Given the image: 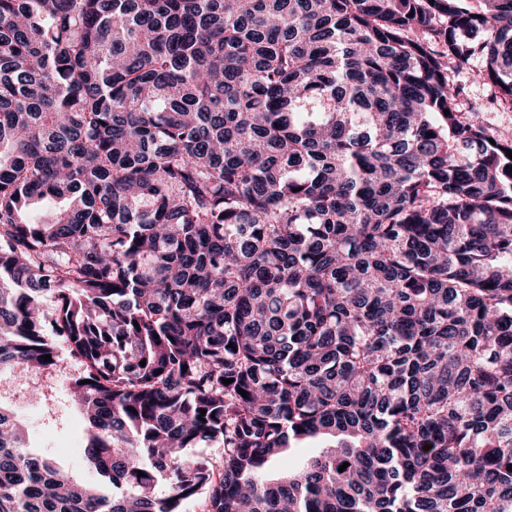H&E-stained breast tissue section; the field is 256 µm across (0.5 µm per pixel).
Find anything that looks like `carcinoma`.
Instances as JSON below:
<instances>
[{
    "label": "carcinoma",
    "mask_w": 512,
    "mask_h": 512,
    "mask_svg": "<svg viewBox=\"0 0 512 512\" xmlns=\"http://www.w3.org/2000/svg\"><path fill=\"white\" fill-rule=\"evenodd\" d=\"M450 59L512 103V0H0V376L65 345L103 479L0 404V512H512V142ZM450 66L451 78L463 88L460 96L463 112L473 115L498 139L512 141V106H499L491 101L493 89L478 75L479 63L459 67L453 62ZM473 107L484 112H469Z\"/></svg>",
    "instance_id": "1"
}]
</instances>
